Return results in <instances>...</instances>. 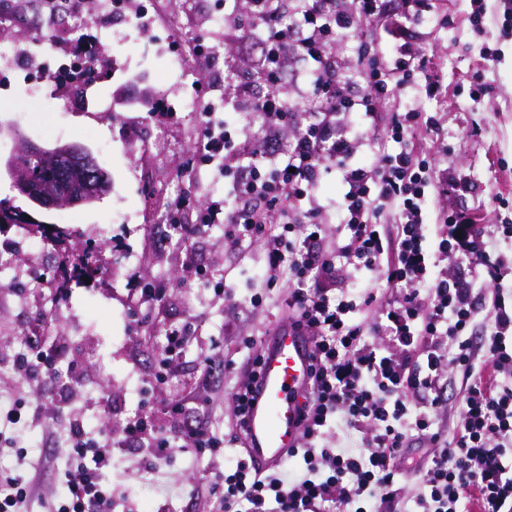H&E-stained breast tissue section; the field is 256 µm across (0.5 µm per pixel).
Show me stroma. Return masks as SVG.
<instances>
[{
    "mask_svg": "<svg viewBox=\"0 0 512 512\" xmlns=\"http://www.w3.org/2000/svg\"><path fill=\"white\" fill-rule=\"evenodd\" d=\"M431 3L430 12L408 24L401 40L431 57L448 93L429 100L416 84L400 106L438 115L437 137L418 134V146L430 153L437 168L450 169L466 181L468 189L429 198L427 221L439 222L445 210L478 225L500 218L512 225V29L498 21L472 28L469 16L476 0ZM204 5L195 22L176 31L169 20L182 10L181 0H126L125 15L134 20L148 14L152 27L145 34L131 33L126 43L93 49L99 86L115 102L109 119L51 79L45 82V97L34 98L24 61L0 65V163L26 142L46 147L77 143L93 153L111 180L100 200L68 208L64 239L35 231L20 246L16 226L0 229V249L13 248L20 269L44 274L43 289L52 295L49 304L21 307L12 288L0 287V407L37 418L0 446V476L39 472L47 493L56 499L65 494L58 477L67 456L70 420L81 422L89 433L116 437L131 417L145 413L153 418L156 432L169 437L177 429L170 409L187 382L223 448L210 453L176 447L156 467L148 449L116 448L105 479L112 486L114 512H157L165 503L171 512H212L210 488L223 483L225 470L244 454L236 440L230 396L244 378L248 355L288 320L287 289L265 292L262 305L251 304L252 295L263 292L266 275L260 244L229 247L220 224L205 226L190 249L163 242L156 231L158 216L181 195L218 201L228 210L242 205L223 171L199 160L203 116L183 103L198 98L201 84L223 94L217 77L226 69H233L237 80L247 79L255 47L235 32L249 9L246 0H204ZM224 35L235 39L234 60L220 55L184 75L177 60L185 40L209 47ZM368 37L382 41L386 35L378 26H365L329 47L340 64V77L352 83L355 103L364 94L355 80L361 68L359 44ZM309 69L298 55L290 56L284 69L281 91L294 108L306 107L312 97V83L305 76ZM385 123L381 103L369 117L346 113L351 153L324 160L311 195L289 205L290 223L316 217L323 227V248H335L346 234L339 208L346 174L375 166L379 144L374 135ZM100 243L105 246L103 273L88 282L71 281L58 291L59 275L73 256ZM153 282L164 283L166 295L149 306L145 321H137L130 294L135 285ZM44 321L63 351L60 370L76 364L82 372L63 412L50 400L55 389L51 380L21 376L13 364L28 351L25 337ZM172 324L185 328L189 340L163 383L155 375L165 330ZM218 351L223 365L214 369L209 384L196 385L206 359Z\"/></svg>",
    "mask_w": 512,
    "mask_h": 512,
    "instance_id": "35a3bbf8",
    "label": "stroma"
}]
</instances>
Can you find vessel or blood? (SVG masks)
<instances>
[{"label":"vessel or blood","mask_w":512,"mask_h":512,"mask_svg":"<svg viewBox=\"0 0 512 512\" xmlns=\"http://www.w3.org/2000/svg\"><path fill=\"white\" fill-rule=\"evenodd\" d=\"M310 337L284 324L266 336L256 394L245 416L247 446L254 469L281 465L300 441L301 405L310 380Z\"/></svg>","instance_id":"obj_1"}]
</instances>
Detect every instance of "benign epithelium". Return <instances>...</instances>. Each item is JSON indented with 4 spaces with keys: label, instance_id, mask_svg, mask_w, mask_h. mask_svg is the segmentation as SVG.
<instances>
[{
    "label": "benign epithelium",
    "instance_id": "7a95c632",
    "mask_svg": "<svg viewBox=\"0 0 512 512\" xmlns=\"http://www.w3.org/2000/svg\"><path fill=\"white\" fill-rule=\"evenodd\" d=\"M24 151L42 158L46 167L55 171L59 179L73 182L70 194L60 197L49 187L32 182L14 161L7 162L6 171L12 187L22 196H37L46 210L90 204L110 190L108 174L93 154L81 145L63 144L46 148L28 143Z\"/></svg>",
    "mask_w": 512,
    "mask_h": 512
}]
</instances>
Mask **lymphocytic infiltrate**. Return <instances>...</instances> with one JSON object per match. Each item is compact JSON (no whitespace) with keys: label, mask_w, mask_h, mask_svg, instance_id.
Here are the masks:
<instances>
[{"label":"lymphocytic infiltrate","mask_w":512,"mask_h":512,"mask_svg":"<svg viewBox=\"0 0 512 512\" xmlns=\"http://www.w3.org/2000/svg\"><path fill=\"white\" fill-rule=\"evenodd\" d=\"M356 4L348 11L340 0H310L292 26L275 19L269 0H250L251 14L267 24L261 35L249 29L244 35L258 39L257 73L269 89L257 96L251 83L231 84L224 100L269 125L293 121L294 109L278 86L290 52H301L312 65L313 106L289 146L269 137L231 142L217 132L213 111L204 112L198 150L208 159L223 152L250 155L259 144L276 161L233 170L232 186L243 206L223 214L217 206L204 207L202 220L223 215L228 244L262 245L267 287H288L293 324L314 342L303 430L291 454L296 470L282 466L259 473L248 460L237 459L217 502L221 512H409L412 503L421 512H512V308L499 283L506 261L489 251L488 231L472 228L458 237L448 214L439 224L426 222L428 196L452 183L416 149L417 134L433 131L436 120L413 110L389 111L385 137L401 149L383 152L375 168L347 177L341 204L347 236L335 251H323L320 224L287 221L289 202L314 189L322 160L349 147L336 117L350 102L328 43L338 32L357 30L381 15V0ZM361 57L367 63L361 74L364 112L374 102L394 100L418 75L426 97L446 92L424 53L407 60L380 50ZM389 204L398 207L390 224L381 220ZM456 253L465 258V268L451 277L436 273V257ZM350 265L376 274L398 289V297L329 296L328 285ZM483 298L492 302L494 331L476 347L469 332ZM373 304L378 321L370 339L353 315ZM454 379L462 403L452 411L438 392ZM442 416L447 426H438ZM339 426L362 433L360 446L322 445L324 434ZM70 434L69 496L56 512H112V494L100 482L112 465L111 450L79 423H71ZM417 435L429 440L431 450L417 463L419 483L410 498L396 477Z\"/></svg>","instance_id":"obj_1"}]
</instances>
